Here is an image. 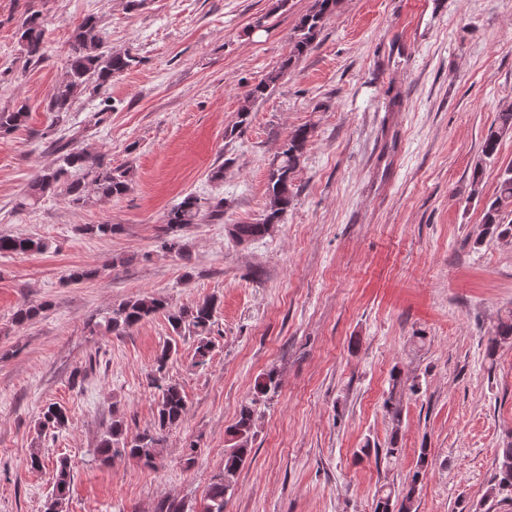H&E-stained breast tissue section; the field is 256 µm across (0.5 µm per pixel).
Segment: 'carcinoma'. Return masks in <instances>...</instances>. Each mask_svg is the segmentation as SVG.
<instances>
[{
  "label": "carcinoma",
  "mask_w": 512,
  "mask_h": 512,
  "mask_svg": "<svg viewBox=\"0 0 512 512\" xmlns=\"http://www.w3.org/2000/svg\"><path fill=\"white\" fill-rule=\"evenodd\" d=\"M340 0H314L310 10L300 16L290 36L288 57L278 68L269 72L249 92L246 103L241 107L236 129L243 131L253 104L267 97L277 83L301 58L308 55L324 27L325 21L339 7ZM46 18L42 10L36 8L33 0H28L25 18L17 32L24 57L28 62L38 63L47 54ZM137 63V57L131 51L114 52L105 46L101 36L98 17L85 16L73 29L70 37V49L64 79L56 84L50 94L47 110L56 113L57 122L68 120V112L76 96L82 92L95 93L98 89L112 83V79L126 73ZM28 117L25 107L15 110H0V134L9 133L22 125ZM512 133V106L499 112L498 124L489 127L482 148L483 156L490 158L497 153L501 140ZM312 137V127L304 125L293 129L287 135L280 151L269 163L267 199L268 203L261 221L252 224H232L229 235L238 242H249L268 235L283 220L288 207L294 201V176ZM57 157L32 182L28 191L15 204L23 211L38 204L41 199L65 189L69 202L82 206L89 200V192L110 199L125 194L132 180L127 168L112 167L104 157L90 150L75 146L70 142L57 143ZM205 207L202 198L188 194L170 208L163 227L162 247L168 252L185 257L187 244L181 231L189 224H197ZM512 214V164L500 174L494 198L487 205L483 216V235L499 239L512 237V220L505 221V214ZM49 244L38 237L0 235V254L43 253ZM47 310V304H24L14 314L17 325L23 326ZM215 303L204 300L190 306L172 308L166 299L153 293H143L130 297L114 306L107 315L98 318L94 315L86 319L91 331L99 328L114 336H124L130 329L143 320L162 314L167 318L172 331L197 337L195 356L198 363L207 361L212 350L210 335L214 325ZM512 339V314L495 326L488 340L487 354L494 356L498 345ZM177 352L174 343L162 347L156 359L151 385L158 390L156 416L153 427L144 430L130 439L126 436L124 420L118 414L112 415V423L96 448L100 461L104 464L118 456L137 459L147 467H153L160 456L167 433L178 426L186 413L187 403L182 388L172 382L164 381L162 372L173 354ZM278 388V372L271 368L262 374L253 386L251 405L244 407L235 424L228 430V448L224 450V468L214 474L201 505L200 512H226L234 495V478L251 452L255 437L253 406L265 401L269 393ZM419 383L409 386L398 378L392 379V390L385 401V408L392 420L389 447L383 449H363L365 455L375 453V458L389 460L399 453L397 435L401 423V412L395 402V395L407 389L416 392ZM68 422L66 409L57 404H47L39 417L38 427L58 428ZM431 465L428 449L422 448L416 461V471L412 483L407 487L390 488L381 493L376 500L374 512H413L414 499L419 477ZM71 484V468L65 459L55 464L54 489L45 506V512H63V504ZM512 491V443L500 449L498 465L488 496L498 497L503 492Z\"/></svg>",
  "instance_id": "carcinoma-1"
}]
</instances>
